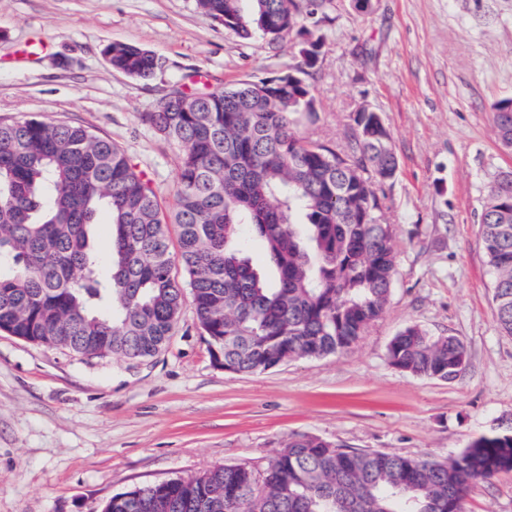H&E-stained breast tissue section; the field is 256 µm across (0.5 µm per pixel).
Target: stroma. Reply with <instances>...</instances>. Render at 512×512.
Listing matches in <instances>:
<instances>
[{"mask_svg":"<svg viewBox=\"0 0 512 512\" xmlns=\"http://www.w3.org/2000/svg\"><path fill=\"white\" fill-rule=\"evenodd\" d=\"M301 137L346 147L362 105L400 160L383 185L397 240L383 314L352 350L241 375L214 366L185 304L153 357H87L0 332V512H102L113 495L221 465L264 466L292 436L446 460L512 424V336L498 325L479 215L512 169L492 103L512 96V0H330ZM271 47L203 17L195 0H0V121L36 116L107 136L177 203L179 149L147 121L176 89L209 92L283 74ZM125 42L156 55L150 80L112 70ZM453 335V381L391 366L406 325ZM465 512H512V472L475 479Z\"/></svg>","mask_w":512,"mask_h":512,"instance_id":"35a3bbf8","label":"stroma"}]
</instances>
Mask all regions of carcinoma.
I'll return each instance as SVG.
<instances>
[{"instance_id": "obj_1", "label": "carcinoma", "mask_w": 512, "mask_h": 512, "mask_svg": "<svg viewBox=\"0 0 512 512\" xmlns=\"http://www.w3.org/2000/svg\"><path fill=\"white\" fill-rule=\"evenodd\" d=\"M327 0H196L242 39L282 43L302 21L296 63L281 76L207 93L175 91L147 115L180 149L178 203L168 217L150 182L112 139L76 123L0 121V331L80 355L147 358L167 343L186 297L211 353L237 374L352 349L385 309L397 244L377 186L399 159L381 114L362 106L349 143L307 141L308 77L324 43ZM110 67L149 80L158 58L108 46ZM512 97L492 104L512 151ZM111 227L106 257L93 228ZM179 229L172 254L168 225ZM251 226L273 264L249 257ZM501 330L512 335V171L480 214ZM400 371L444 381L464 370L455 336L412 324L388 347ZM512 471V429L448 461L349 450L291 437L267 464L214 467L113 496L104 512H463L462 486Z\"/></svg>"}]
</instances>
